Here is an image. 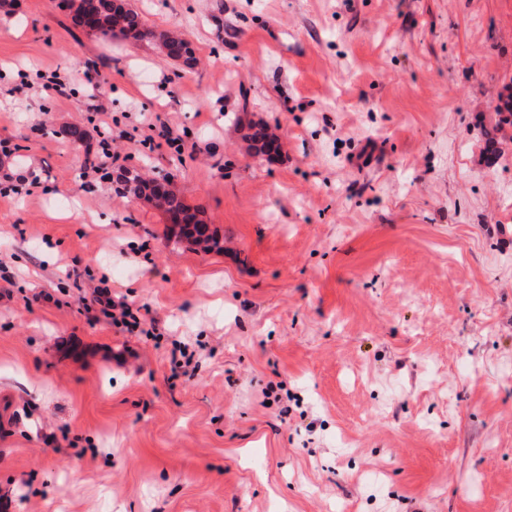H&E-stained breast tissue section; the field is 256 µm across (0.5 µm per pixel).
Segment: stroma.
I'll list each match as a JSON object with an SVG mask.
<instances>
[{"instance_id": "1", "label": "stroma", "mask_w": 512, "mask_h": 512, "mask_svg": "<svg viewBox=\"0 0 512 512\" xmlns=\"http://www.w3.org/2000/svg\"><path fill=\"white\" fill-rule=\"evenodd\" d=\"M58 2L0 23V512H512V0H131L191 67ZM102 277L150 321L86 312ZM248 132L243 134V139L248 141L257 155L267 154L265 148L270 138L276 137L266 125H248ZM162 178L159 180L161 190H169L163 196V203L158 206L161 210H163V214L168 215H184L185 218L193 219L195 214L199 213V210L196 207L191 206L184 196L180 194L176 190L171 189V180L164 181L167 175L149 177L142 172H134L130 177L125 179V176L121 173L118 175V178L123 182V191L118 194H122L123 196H144L147 197L152 194L154 184L158 178ZM178 233L181 238L204 251L218 252L224 249V242L207 224H178Z\"/></svg>"}]
</instances>
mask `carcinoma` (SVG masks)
Segmentation results:
<instances>
[{
    "label": "carcinoma",
    "mask_w": 512,
    "mask_h": 512,
    "mask_svg": "<svg viewBox=\"0 0 512 512\" xmlns=\"http://www.w3.org/2000/svg\"><path fill=\"white\" fill-rule=\"evenodd\" d=\"M60 7L68 11L73 24L81 29L89 26L95 34L118 36L136 42L155 39L170 60L188 67L196 62L195 50L189 39L175 32L156 34L147 26L142 14L132 8L127 0H61ZM273 137L275 134L266 125H249L247 133L243 134V139L250 143L258 155L266 154L267 141ZM118 178L123 182L121 194L124 196L147 197L152 194L156 182V178L140 171L128 178L120 174ZM160 209L166 216L182 214L188 219L199 213L176 190H170L163 196ZM178 233L181 238L204 251L224 250V242L206 224H180Z\"/></svg>",
    "instance_id": "obj_1"
}]
</instances>
